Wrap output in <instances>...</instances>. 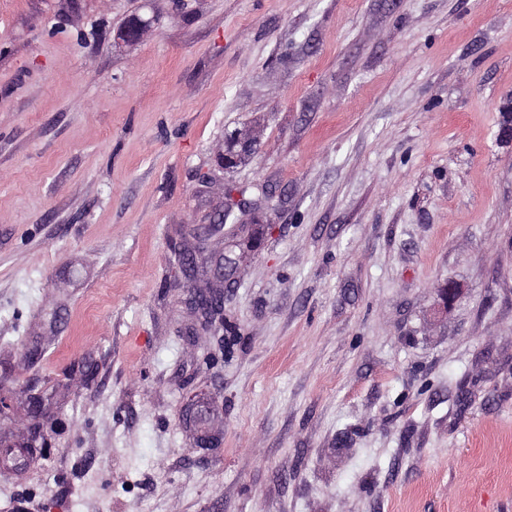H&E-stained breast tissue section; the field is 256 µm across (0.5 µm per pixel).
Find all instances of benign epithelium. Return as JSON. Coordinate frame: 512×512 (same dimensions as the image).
Returning <instances> with one entry per match:
<instances>
[{
  "label": "benign epithelium",
  "mask_w": 512,
  "mask_h": 512,
  "mask_svg": "<svg viewBox=\"0 0 512 512\" xmlns=\"http://www.w3.org/2000/svg\"><path fill=\"white\" fill-rule=\"evenodd\" d=\"M150 27V21L135 16L127 22L122 37L127 42H137ZM227 143L229 150L224 152L226 167L236 165L241 155L252 150L251 143L233 135L227 137ZM222 232H224V224L218 217L213 223L196 232L201 247L190 256H180L181 262L178 263V268L185 278L191 280L203 272L212 280L211 288L202 292L194 291L188 299V304L196 314L195 324L186 331L188 336H197L202 332L216 331L224 327V288L235 279L238 258L223 253L214 254L206 247L213 235ZM202 408L200 400L194 397L189 399L182 411V421L187 428L194 431L197 444L207 448L218 442L221 422L213 421V417L210 416L207 423L200 424Z\"/></svg>",
  "instance_id": "7a95c632"
}]
</instances>
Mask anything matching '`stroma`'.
<instances>
[{"label":"stroma","instance_id":"obj_1","mask_svg":"<svg viewBox=\"0 0 512 512\" xmlns=\"http://www.w3.org/2000/svg\"><path fill=\"white\" fill-rule=\"evenodd\" d=\"M511 97L512 0H0V512H512ZM237 206L227 203L224 206V224H242ZM226 210V211H225ZM224 224L222 218H217L213 224L201 228L194 234L200 240L201 247L193 252L192 255H180L181 262L178 268L185 278L194 279L199 272H204L210 276L212 287L206 291H194L191 293L188 304L196 314V322L186 331L187 336H197L201 332L217 331L224 329V288L235 279L238 268V258L223 254H214L207 250L209 239L217 233H222L224 237ZM208 251V252H207ZM207 252V253H206ZM197 398V399H196ZM204 406L197 396H193L185 404L182 411V421L186 428L194 431V436L197 444L202 447H209L218 442L220 435L221 421L213 423V417L209 410L207 423L200 424V412Z\"/></svg>","mask_w":512,"mask_h":512}]
</instances>
